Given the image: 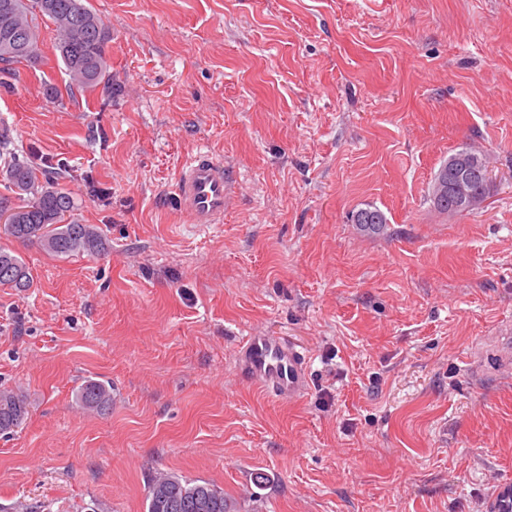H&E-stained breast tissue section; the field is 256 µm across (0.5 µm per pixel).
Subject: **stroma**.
Segmentation results:
<instances>
[{
  "label": "stroma",
  "instance_id": "35a3bbf8",
  "mask_svg": "<svg viewBox=\"0 0 512 512\" xmlns=\"http://www.w3.org/2000/svg\"><path fill=\"white\" fill-rule=\"evenodd\" d=\"M112 89L71 86L49 31L0 70L7 156L54 178L103 247L0 287V512H145L157 470L235 512H485L512 478V0H89ZM489 161L481 209L431 201L444 160ZM208 153L224 221L177 205ZM381 208V235L351 215ZM298 340L309 386L261 391L245 336ZM112 404L85 409L86 380ZM79 398L86 409L104 411L112 403V386L102 381L87 380L79 390ZM26 415L27 403L22 394L0 390V434H10L22 424Z\"/></svg>",
  "mask_w": 512,
  "mask_h": 512
}]
</instances>
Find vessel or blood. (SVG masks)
I'll use <instances>...</instances> for the list:
<instances>
[{"instance_id": "b4317fda", "label": "vessel or blood", "mask_w": 512, "mask_h": 512, "mask_svg": "<svg viewBox=\"0 0 512 512\" xmlns=\"http://www.w3.org/2000/svg\"><path fill=\"white\" fill-rule=\"evenodd\" d=\"M228 182L224 164L213 156H195L180 171L176 199L196 224H218L224 219ZM241 373L275 395L302 394L308 384L306 358L297 344L284 336L255 333L247 337L238 354ZM486 512H512V479L497 482L486 500Z\"/></svg>"}]
</instances>
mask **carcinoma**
Listing matches in <instances>:
<instances>
[{
    "mask_svg": "<svg viewBox=\"0 0 512 512\" xmlns=\"http://www.w3.org/2000/svg\"><path fill=\"white\" fill-rule=\"evenodd\" d=\"M11 4V18L16 27L25 33L24 41L0 48V62L17 63L35 61L39 56L40 29L37 17L49 23L54 35L53 49L59 56L70 77V83L85 90L94 91L111 80L110 64L106 57V45L111 36L109 29L89 6V0H0ZM470 161L473 172L471 187H476L484 170L486 159L479 152L463 147L448 156L435 175L432 194H437L443 172L457 158ZM5 179L17 196H29L23 204L13 203L10 197H0V211L10 215L3 224L5 235L22 242H36L52 256H66L84 251H94L101 244V235L93 224L67 221L75 210L73 197L53 180L39 182L31 168L14 160L5 169ZM490 194L485 186L479 198L471 206L455 209L443 205L436 208L455 215L481 208ZM375 218L377 228L388 223L386 215L378 208L368 206L356 211L351 218L356 224L364 215ZM8 268L13 276H0V285L22 291L31 287L32 280L25 262L15 253L0 249V270ZM83 406L89 410L104 411L112 403V386L102 381L87 380L79 390ZM27 415V403L20 393L0 390V434L8 435L19 427ZM206 495L210 507L205 512H228L224 490L209 482L189 480L175 473H161L147 482V512H171L173 500L193 501Z\"/></svg>",
    "mask_w": 512,
    "mask_h": 512,
    "instance_id": "obj_1",
    "label": "carcinoma"
}]
</instances>
